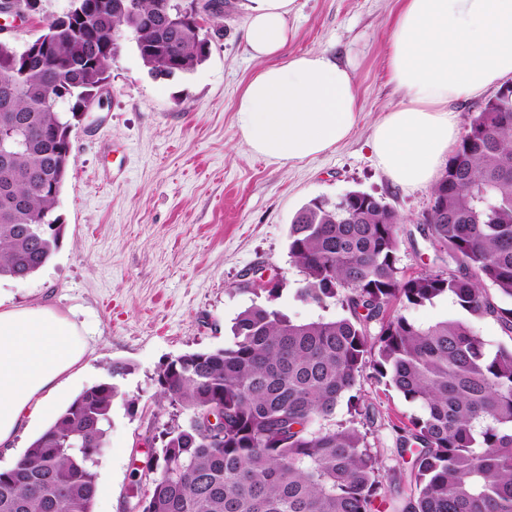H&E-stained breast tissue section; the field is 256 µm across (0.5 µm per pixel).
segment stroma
<instances>
[{"mask_svg":"<svg viewBox=\"0 0 512 512\" xmlns=\"http://www.w3.org/2000/svg\"><path fill=\"white\" fill-rule=\"evenodd\" d=\"M71 0H41L36 16L1 36L15 46L38 37ZM400 0H297L284 54L327 52L355 77L358 124L337 147L283 164L251 154L236 126L241 92L255 70L243 32L240 0H224V20L209 23V55L194 71L154 76L133 33H124L108 66L100 104L75 120L70 165L54 214L63 233L49 262L23 280H0L15 303L43 302L76 310L93 352L62 401L111 380L108 446L99 460L93 512H127L147 488L143 463L158 452L170 419L158 372L192 351L233 342L232 326L251 304H268L295 321L343 316L337 301L321 307L301 292L303 276L288 254V230L314 200L360 190L398 213L403 276L437 268L423 235L431 188L394 186L368 144L371 128L397 107L386 47ZM274 279L276 298L249 292L256 276ZM378 417L367 441L384 480L408 468L394 424L417 404L361 377Z\"/></svg>","mask_w":512,"mask_h":512,"instance_id":"stroma-1","label":"stroma"}]
</instances>
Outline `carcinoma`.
I'll return each mask as SVG.
<instances>
[{"label": "carcinoma", "instance_id": "cac0c4a2", "mask_svg": "<svg viewBox=\"0 0 512 512\" xmlns=\"http://www.w3.org/2000/svg\"><path fill=\"white\" fill-rule=\"evenodd\" d=\"M179 0H74L75 22L51 19L40 58L0 39L4 93L14 119L10 191L0 198V277L25 278L52 257L62 232L52 217L70 163L62 147L77 117L105 87L126 30L145 67L188 73L208 57L203 26L173 24ZM447 269L399 275L401 217L382 199L350 191L314 200L294 218L288 254L303 293L341 302L347 315L296 323L253 304L233 325L234 341L188 352L160 369V397L189 416L171 419L158 473L133 512H512V346L494 350L473 319L491 316L512 333V84L471 114L424 217ZM494 292H489V289ZM450 297L467 314L417 323L392 306ZM379 325L372 334L371 324ZM370 378L419 404L395 426L412 457L407 487L392 492L359 425L374 423L358 382ZM348 396L356 418L317 423ZM118 389L85 388L13 467L0 471V512H93L96 466L107 445Z\"/></svg>", "mask_w": 512, "mask_h": 512}]
</instances>
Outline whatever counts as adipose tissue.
Returning <instances> with one entry per match:
<instances>
[{"label":"adipose tissue","mask_w":512,"mask_h":512,"mask_svg":"<svg viewBox=\"0 0 512 512\" xmlns=\"http://www.w3.org/2000/svg\"><path fill=\"white\" fill-rule=\"evenodd\" d=\"M296 0H242L245 42L257 68L236 111L253 154L311 160L344 142L360 112L351 71L326 53L276 63ZM389 76L403 94L371 132L378 167L404 189L435 184L460 138L453 103L512 77V0H402L388 44ZM90 348L69 314L0 297V447L57 401Z\"/></svg>","instance_id":"1"}]
</instances>
